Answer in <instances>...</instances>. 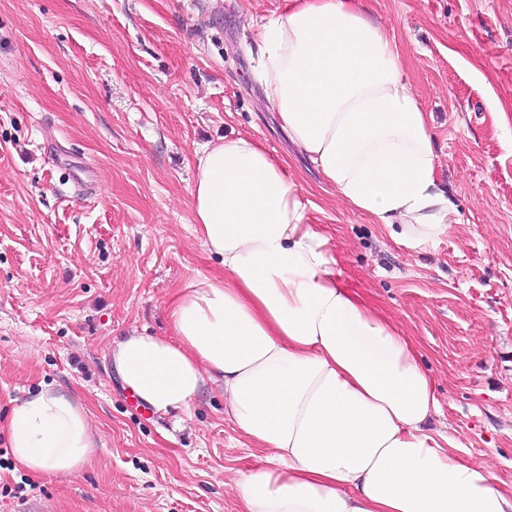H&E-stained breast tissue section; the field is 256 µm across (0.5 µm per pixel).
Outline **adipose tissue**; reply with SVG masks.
<instances>
[{
  "mask_svg": "<svg viewBox=\"0 0 512 512\" xmlns=\"http://www.w3.org/2000/svg\"><path fill=\"white\" fill-rule=\"evenodd\" d=\"M257 51L264 99L340 199L412 247L448 234L426 113L360 0H299ZM196 161L193 228L226 274L176 291L169 335L113 342L124 386L165 413L222 385L225 418L266 450L235 482L242 512H512L486 465L426 432L440 405L415 346L337 277L281 162L241 136ZM7 433L34 474H78L97 448L84 403L54 389L12 408Z\"/></svg>",
  "mask_w": 512,
  "mask_h": 512,
  "instance_id": "1",
  "label": "adipose tissue"
}]
</instances>
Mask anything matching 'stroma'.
I'll return each mask as SVG.
<instances>
[{
	"label": "stroma",
	"mask_w": 512,
	"mask_h": 512,
	"mask_svg": "<svg viewBox=\"0 0 512 512\" xmlns=\"http://www.w3.org/2000/svg\"><path fill=\"white\" fill-rule=\"evenodd\" d=\"M294 0H0V512H239L263 457L213 384L156 413L123 387L113 340L169 333L166 303L220 276L193 231L196 150L260 142L302 188L336 272L410 336L433 432L512 488V0H366L393 36L454 202L418 249L340 201L264 102L255 42ZM75 391L98 437L77 475L15 462L11 408Z\"/></svg>",
	"instance_id": "stroma-1"
}]
</instances>
